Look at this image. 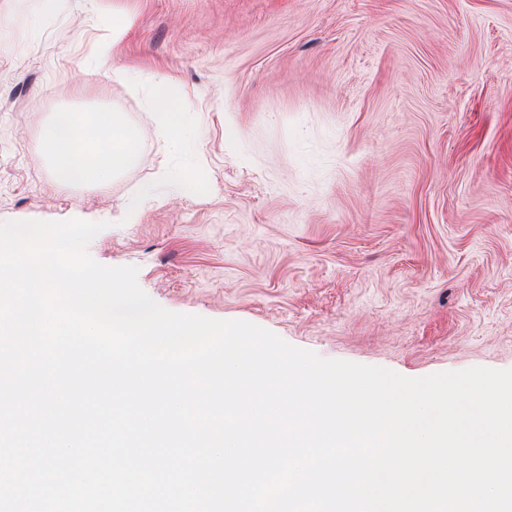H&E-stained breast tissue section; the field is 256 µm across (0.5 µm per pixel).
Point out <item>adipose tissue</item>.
<instances>
[{"label":"adipose tissue","instance_id":"1","mask_svg":"<svg viewBox=\"0 0 512 512\" xmlns=\"http://www.w3.org/2000/svg\"><path fill=\"white\" fill-rule=\"evenodd\" d=\"M149 107L156 112L162 133L172 141H183L187 105L166 81L155 83ZM41 138L54 172L65 182L102 186L138 159L134 134L111 109L82 116L55 113L42 127Z\"/></svg>","mask_w":512,"mask_h":512}]
</instances>
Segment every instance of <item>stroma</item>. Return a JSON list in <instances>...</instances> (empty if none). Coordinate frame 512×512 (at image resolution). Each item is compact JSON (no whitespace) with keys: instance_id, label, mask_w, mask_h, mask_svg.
Segmentation results:
<instances>
[{"instance_id":"obj_1","label":"stroma","mask_w":512,"mask_h":512,"mask_svg":"<svg viewBox=\"0 0 512 512\" xmlns=\"http://www.w3.org/2000/svg\"><path fill=\"white\" fill-rule=\"evenodd\" d=\"M108 107L137 163L63 184L41 128ZM74 218L167 310L407 377L512 369V0H0V221ZM149 107L153 112H157L162 133L172 141H181L184 144V113L187 112V105L166 81L160 80L155 83Z\"/></svg>"}]
</instances>
